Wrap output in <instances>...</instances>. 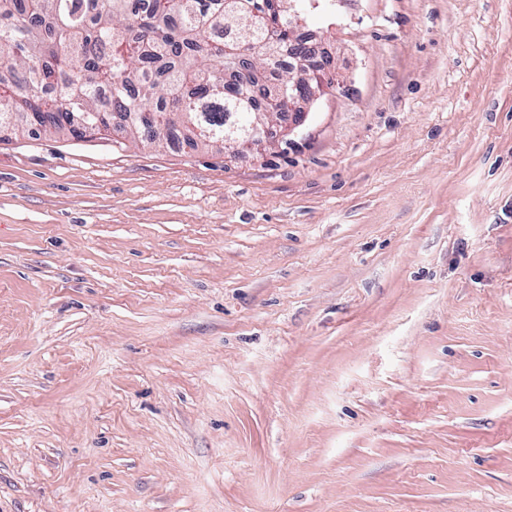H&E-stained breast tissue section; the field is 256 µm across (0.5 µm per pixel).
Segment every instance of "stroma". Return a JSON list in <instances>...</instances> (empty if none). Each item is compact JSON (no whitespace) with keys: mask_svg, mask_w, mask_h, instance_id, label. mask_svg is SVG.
<instances>
[{"mask_svg":"<svg viewBox=\"0 0 512 512\" xmlns=\"http://www.w3.org/2000/svg\"><path fill=\"white\" fill-rule=\"evenodd\" d=\"M287 142L0 141V512H512V0H308Z\"/></svg>","mask_w":512,"mask_h":512,"instance_id":"obj_1","label":"stroma"}]
</instances>
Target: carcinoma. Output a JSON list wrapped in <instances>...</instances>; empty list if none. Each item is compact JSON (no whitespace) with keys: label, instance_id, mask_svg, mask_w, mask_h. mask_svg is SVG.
I'll return each mask as SVG.
<instances>
[{"label":"carcinoma","instance_id":"cac0c4a2","mask_svg":"<svg viewBox=\"0 0 512 512\" xmlns=\"http://www.w3.org/2000/svg\"><path fill=\"white\" fill-rule=\"evenodd\" d=\"M0 0V121L19 118L29 99L46 113L44 131L63 133L75 113L105 139L112 113L130 121L128 135L152 145L183 139L193 148L224 140L263 92L259 74L284 54L300 56L288 0L261 16L224 0ZM277 39L276 52L265 53ZM241 48L257 62L230 83V59Z\"/></svg>","mask_w":512,"mask_h":512}]
</instances>
